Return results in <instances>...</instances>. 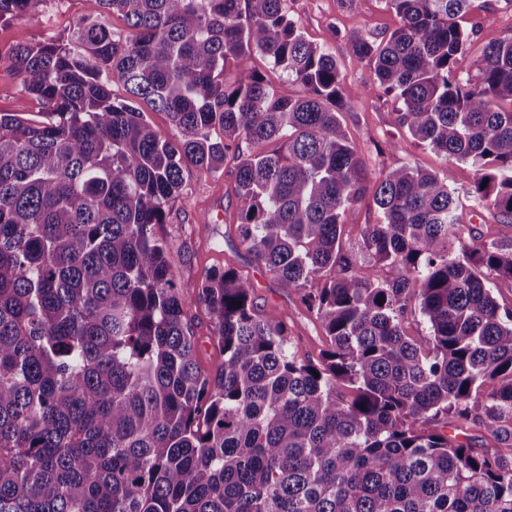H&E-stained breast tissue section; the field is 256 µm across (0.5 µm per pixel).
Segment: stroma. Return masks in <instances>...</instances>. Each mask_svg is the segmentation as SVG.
<instances>
[{"label":"stroma","mask_w":512,"mask_h":512,"mask_svg":"<svg viewBox=\"0 0 512 512\" xmlns=\"http://www.w3.org/2000/svg\"><path fill=\"white\" fill-rule=\"evenodd\" d=\"M284 5L289 18L309 42L333 53L344 89L343 126L372 174L410 166L437 173L448 170L456 186L472 184L474 174L467 164L447 163L441 154L397 132L394 98L376 85L369 66L358 62L348 50L350 35L361 34L379 41L397 27L398 19L384 0H285ZM90 9V0H34L25 16L0 25V112H19L27 119H41V104L24 95L21 80L11 68V52L20 44L66 37ZM460 24L471 41L457 61V69L459 73L472 74L486 36L512 38V0H471ZM233 166L229 159L212 174L185 171L183 191L171 200L167 222L161 227L169 243L167 259L171 269L178 283L189 287L211 268L234 266L252 281L259 306L292 319L300 357H318V333L298 314L290 291L238 246Z\"/></svg>","instance_id":"1"}]
</instances>
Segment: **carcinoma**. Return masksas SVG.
Segmentation results:
<instances>
[{
	"instance_id": "1",
	"label": "carcinoma",
	"mask_w": 512,
	"mask_h": 512,
	"mask_svg": "<svg viewBox=\"0 0 512 512\" xmlns=\"http://www.w3.org/2000/svg\"><path fill=\"white\" fill-rule=\"evenodd\" d=\"M32 2L0 0V23ZM283 2L92 0L70 38L13 49L46 120L0 113V512H512V307L494 293L512 281V38H486L463 78L470 0H385L400 25L348 49L400 102L396 124L475 181L374 179L335 57ZM255 52L303 93L248 68ZM229 157L240 245L320 329L315 361L237 269L188 291L171 271L158 229L184 171ZM463 199L499 230L461 223ZM364 200L381 221L348 246ZM196 305L224 355L213 374ZM415 313L425 336L406 333ZM472 427L492 446L459 440ZM188 316L194 323V331L198 336V361L205 371L215 373L223 356L219 353L216 347V340L213 338L210 331L209 318L201 308H194L188 310Z\"/></svg>"
}]
</instances>
